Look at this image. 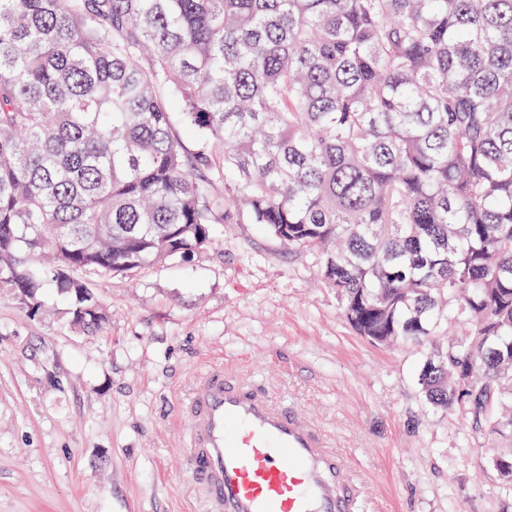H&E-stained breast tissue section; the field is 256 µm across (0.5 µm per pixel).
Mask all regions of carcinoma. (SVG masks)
Segmentation results:
<instances>
[{
	"label": "carcinoma",
	"instance_id": "cac0c4a2",
	"mask_svg": "<svg viewBox=\"0 0 512 512\" xmlns=\"http://www.w3.org/2000/svg\"><path fill=\"white\" fill-rule=\"evenodd\" d=\"M244 221L366 340L454 337L425 399L512 435V0H0L1 291L96 330L87 275Z\"/></svg>",
	"mask_w": 512,
	"mask_h": 512
}]
</instances>
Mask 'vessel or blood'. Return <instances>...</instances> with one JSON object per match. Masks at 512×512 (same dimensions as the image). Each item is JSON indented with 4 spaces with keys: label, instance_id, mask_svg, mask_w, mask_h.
Masks as SVG:
<instances>
[{
    "label": "vessel or blood",
    "instance_id": "obj_1",
    "mask_svg": "<svg viewBox=\"0 0 512 512\" xmlns=\"http://www.w3.org/2000/svg\"><path fill=\"white\" fill-rule=\"evenodd\" d=\"M178 413L208 512H361L343 458L268 391L216 367Z\"/></svg>",
    "mask_w": 512,
    "mask_h": 512
}]
</instances>
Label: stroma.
<instances>
[{
  "label": "stroma",
  "mask_w": 512,
  "mask_h": 512,
  "mask_svg": "<svg viewBox=\"0 0 512 512\" xmlns=\"http://www.w3.org/2000/svg\"><path fill=\"white\" fill-rule=\"evenodd\" d=\"M317 273L259 225L219 224L202 253L93 274L108 315L94 333L55 284L36 317L0 292V512H206L177 407L215 363L310 420L365 512H512L487 433L418 385L446 337L372 344Z\"/></svg>",
  "instance_id": "obj_1"
}]
</instances>
